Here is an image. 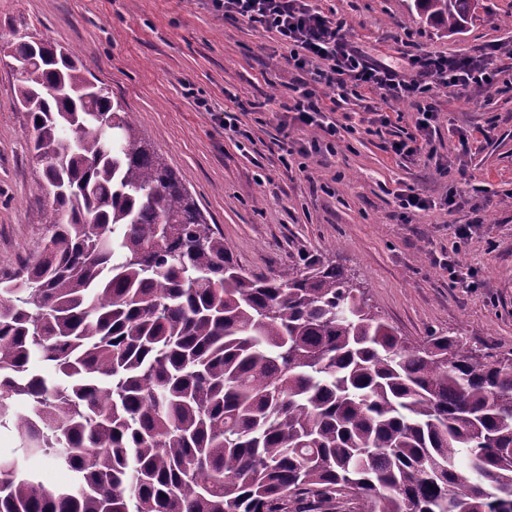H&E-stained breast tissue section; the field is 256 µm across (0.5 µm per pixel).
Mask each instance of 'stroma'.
Wrapping results in <instances>:
<instances>
[{
    "mask_svg": "<svg viewBox=\"0 0 512 512\" xmlns=\"http://www.w3.org/2000/svg\"><path fill=\"white\" fill-rule=\"evenodd\" d=\"M312 3L342 18L348 39L374 57L494 49L501 84L463 95L434 89L433 157L387 149L414 133L411 104L387 105L391 123L380 130L359 93L328 115L340 130L335 151L315 153L317 128L281 126L298 79L285 49L212 0H0V44L26 30L74 53L134 113L250 274H283L307 258L333 263L411 341L454 332L471 348L512 352V0H478L453 35L421 20L414 0ZM228 113L250 140L225 130ZM464 134L480 140L464 149ZM285 141L297 150L288 168ZM409 189L432 209H401L396 195ZM50 203L15 75L0 64V276L42 248ZM469 223L471 238L456 239L455 226ZM452 251L473 287L449 281L443 264Z\"/></svg>",
    "mask_w": 512,
    "mask_h": 512,
    "instance_id": "stroma-1",
    "label": "stroma"
}]
</instances>
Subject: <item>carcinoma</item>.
<instances>
[{"label":"carcinoma","instance_id":"cac0c4a2","mask_svg":"<svg viewBox=\"0 0 512 512\" xmlns=\"http://www.w3.org/2000/svg\"><path fill=\"white\" fill-rule=\"evenodd\" d=\"M471 0H414L459 31ZM53 195L0 277V512H512V353L414 345L344 270L258 278L109 89L24 34L0 54ZM24 469L36 475L45 483L58 486L69 485L73 481V474L59 466L54 460L41 455L22 456Z\"/></svg>","mask_w":512,"mask_h":512}]
</instances>
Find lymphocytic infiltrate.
I'll return each instance as SVG.
<instances>
[{
	"instance_id": "f902f5d3",
	"label": "lymphocytic infiltrate",
	"mask_w": 512,
	"mask_h": 512,
	"mask_svg": "<svg viewBox=\"0 0 512 512\" xmlns=\"http://www.w3.org/2000/svg\"><path fill=\"white\" fill-rule=\"evenodd\" d=\"M213 5L272 33L287 48L289 65L305 74L291 104L284 107L286 124L316 126L325 136H336L335 122L321 118L325 107L316 91L320 85L333 89L340 103L348 89L360 87L374 90L385 103L411 102L417 114L415 132L391 145L400 157L420 154L430 144L437 114L426 97L434 88L490 89L498 82L497 71L482 53L456 58L406 52L391 63L375 59L346 37L342 20L331 18L310 0H213Z\"/></svg>"
}]
</instances>
